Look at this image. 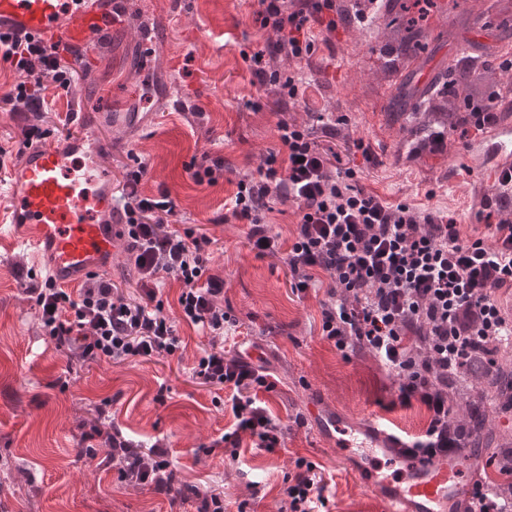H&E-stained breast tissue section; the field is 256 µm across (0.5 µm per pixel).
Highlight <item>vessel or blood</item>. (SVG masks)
I'll return each mask as SVG.
<instances>
[{"instance_id":"obj_1","label":"vessel or blood","mask_w":512,"mask_h":512,"mask_svg":"<svg viewBox=\"0 0 512 512\" xmlns=\"http://www.w3.org/2000/svg\"><path fill=\"white\" fill-rule=\"evenodd\" d=\"M129 0H0V33L66 47L91 57L114 33L113 18ZM143 113H96L84 118L76 136L48 134L23 144L9 174L7 210L0 222L11 237L43 259L48 278L73 288L108 272L126 238L112 197V171L103 162L107 145L100 123L115 128L142 125ZM491 153L495 171L512 168V119L497 118L485 139L470 147ZM316 429L336 439L361 473L385 512H466L471 489L462 481L456 458L408 448L405 440L377 418L355 420L347 411L308 405ZM395 464L386 473V464Z\"/></svg>"}]
</instances>
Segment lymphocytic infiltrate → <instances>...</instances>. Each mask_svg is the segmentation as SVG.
Here are the masks:
<instances>
[{"instance_id":"1","label":"lymphocytic infiltrate","mask_w":512,"mask_h":512,"mask_svg":"<svg viewBox=\"0 0 512 512\" xmlns=\"http://www.w3.org/2000/svg\"><path fill=\"white\" fill-rule=\"evenodd\" d=\"M255 21L275 31L266 50L248 55L259 82L281 85L285 97L298 100L305 83L301 73L281 77L267 67V53L311 55L308 26L316 22L336 29V0H259ZM0 59L23 81L4 97L12 112H42L46 83L70 87L73 78L63 48L43 47L31 39L0 33ZM280 150L261 159L256 176L238 179L230 201L233 219L246 224L247 240L257 256L284 255L291 288L304 294L315 287L314 270L329 283L322 304V334L337 350H368L400 380L398 400L419 399L432 413L423 434L409 439L424 453L460 450L461 438L449 424V378L464 376L479 350L495 354L512 346V317L498 293L512 288V220H498L491 238L461 240L453 220L392 205L366 193L354 170L333 169L305 126L279 122ZM145 166L129 171L120 191L129 249L139 273L138 298L123 296L109 280L94 276L70 292L44 280L33 287L47 337L70 345L84 360L148 361L172 356L182 348L158 294L164 279L180 282L178 303L186 322L211 338V348L192 368L202 383L228 391L235 418L223 443L239 448L243 438L276 452L282 431L258 398L273 387L269 372L242 356L224 351L232 325L220 301L223 278L209 274L206 236L193 228H169L175 214L169 194L151 198L139 185ZM295 203L297 235L281 252L267 216L273 201ZM107 441L120 480L167 493L171 504L185 497L174 485L168 450L157 442L143 449L113 430ZM315 463L300 458L289 473L281 512H322L328 499Z\"/></svg>"}]
</instances>
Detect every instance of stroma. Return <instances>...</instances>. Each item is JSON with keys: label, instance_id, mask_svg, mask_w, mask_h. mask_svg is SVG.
Wrapping results in <instances>:
<instances>
[{"label": "stroma", "instance_id": "1", "mask_svg": "<svg viewBox=\"0 0 512 512\" xmlns=\"http://www.w3.org/2000/svg\"><path fill=\"white\" fill-rule=\"evenodd\" d=\"M132 0L112 39L88 60H74L69 90L49 85L48 109L34 117L43 131L79 134L70 119L88 106L121 105L146 113L143 126L115 130L101 125L109 150L112 189L127 171L146 164L140 190L169 192L174 225L193 226L211 244L209 267L224 278V309L238 328L227 338L228 355L257 349L276 387L261 399L284 433L274 453L243 440L239 458L219 446L233 427L222 407L227 391L201 383L192 367L209 338L179 315V285L166 280L165 311L185 348L181 355L149 361H93L48 339L27 289L44 279L29 248L0 237V512H197L195 495L170 507L165 494L134 488L118 478L104 438L112 428L138 444L164 442L177 484L224 492V512H279L284 478L303 457L318 464L329 512H383L377 495L363 488L337 457L331 441L307 418V400L354 416L378 418L402 437L424 432L430 414L420 403L395 402L398 379L364 351L343 353L321 334L325 289L299 296L283 257L250 250L247 228L224 221L225 203L240 176L256 173L263 154L280 149L277 125L296 122L340 154L360 186L392 203L453 218L462 237H488L484 202L499 192L488 183L486 159L469 155L478 140L470 121L449 128L441 149L416 148L418 120L392 111L402 74L388 71L384 20L369 11L337 14L335 32L313 26L314 52L304 59L276 54L269 65L281 75L302 71L309 87L299 101L259 84L244 52L274 42L255 22L258 0ZM512 21V0H445L428 16L429 54L448 46L450 59L465 57L460 26L495 32ZM165 29L168 41L149 44L146 29ZM174 90L177 107L168 106ZM333 119L324 131L316 113ZM363 141L375 156L366 162L353 149ZM223 156L225 178L209 186L194 181L189 166L203 155ZM304 425H297V417ZM102 435L85 445L92 428Z\"/></svg>", "mask_w": 512, "mask_h": 512}]
</instances>
